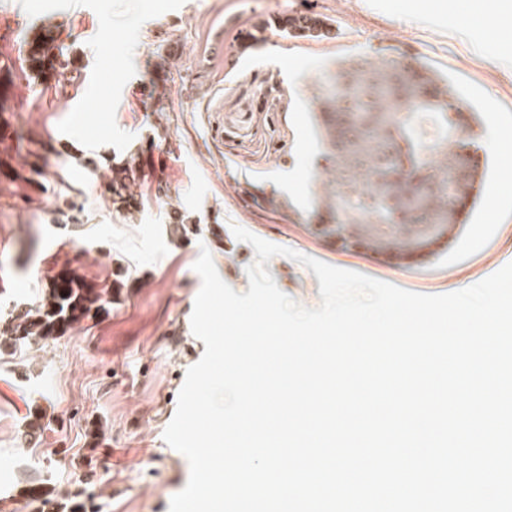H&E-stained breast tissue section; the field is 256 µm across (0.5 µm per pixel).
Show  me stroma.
Returning <instances> with one entry per match:
<instances>
[{"label":"stroma","mask_w":512,"mask_h":512,"mask_svg":"<svg viewBox=\"0 0 512 512\" xmlns=\"http://www.w3.org/2000/svg\"><path fill=\"white\" fill-rule=\"evenodd\" d=\"M405 0H0V512H168L189 478L163 433L205 345L191 330L208 249L249 289L250 244H272L402 289L444 294L512 262V196L490 176L471 223L397 258L344 243L311 196L328 182L308 122L310 86L340 53L448 72L483 111L481 153L512 157V37L466 16L419 23ZM316 13L334 36L294 38L282 17ZM51 29L47 63L32 48ZM162 157L156 177L134 167ZM139 197L138 206L121 203ZM110 295L48 341L1 331L38 307L62 267ZM318 307L312 270L265 265Z\"/></svg>","instance_id":"obj_1"}]
</instances>
